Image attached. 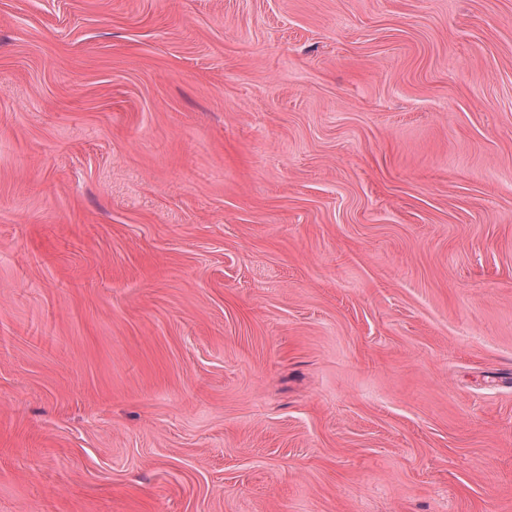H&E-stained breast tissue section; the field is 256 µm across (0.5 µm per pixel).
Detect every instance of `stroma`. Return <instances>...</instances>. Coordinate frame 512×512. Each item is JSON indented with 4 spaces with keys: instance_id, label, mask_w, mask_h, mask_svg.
<instances>
[{
    "instance_id": "stroma-1",
    "label": "stroma",
    "mask_w": 512,
    "mask_h": 512,
    "mask_svg": "<svg viewBox=\"0 0 512 512\" xmlns=\"http://www.w3.org/2000/svg\"><path fill=\"white\" fill-rule=\"evenodd\" d=\"M0 512H512V0H0Z\"/></svg>"
}]
</instances>
